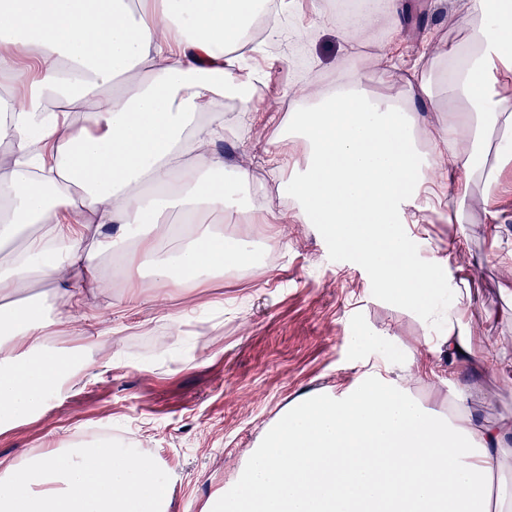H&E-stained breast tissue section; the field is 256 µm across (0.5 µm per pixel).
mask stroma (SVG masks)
Here are the masks:
<instances>
[{
    "label": "stroma",
    "mask_w": 512,
    "mask_h": 512,
    "mask_svg": "<svg viewBox=\"0 0 512 512\" xmlns=\"http://www.w3.org/2000/svg\"><path fill=\"white\" fill-rule=\"evenodd\" d=\"M464 0H403L404 44L432 42L444 55L465 37ZM295 23L312 27L305 45L314 68L295 69L284 45H267L258 63L266 77L255 109L270 120L232 117L234 133L219 143L224 173L248 170L264 189V206L278 222L266 227L261 246L272 262H252L182 289L150 272L114 277V259L103 258L109 288L86 300L85 327H50L60 348L91 345L107 351L96 368L41 414L0 432V460L38 453L47 441L79 444L85 432L112 429L124 447L151 458L171 477L172 512H202L205 503L236 478L267 426L301 395L352 383L364 362L408 363L410 390L424 404L448 413V364L437 350L438 333L411 308L383 295L372 274L338 249L316 224H299L287 205V181H272L257 156L279 137L288 118L290 91L299 80L329 82L338 70H363L378 32L341 36L322 26L301 0ZM492 193L471 184L462 223L426 213L414 243L421 257L444 258L448 242L469 239L464 262L479 290L467 327L476 344L497 354L499 368L481 378L468 404L487 421L512 417V162L498 166ZM495 211L503 226L491 243L483 219ZM182 314L186 331L170 323ZM376 341L359 348L360 332Z\"/></svg>",
    "instance_id": "stroma-1"
}]
</instances>
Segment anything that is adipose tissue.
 <instances>
[{
  "label": "adipose tissue",
  "mask_w": 512,
  "mask_h": 512,
  "mask_svg": "<svg viewBox=\"0 0 512 512\" xmlns=\"http://www.w3.org/2000/svg\"><path fill=\"white\" fill-rule=\"evenodd\" d=\"M261 1L276 16L266 39L306 42V28L279 22L297 0H0V142L13 150L0 178V248H15L0 264L1 432L80 376L70 354L49 349L48 329L75 322L87 293L103 288L100 257L173 288L249 263L211 221L275 219L241 204L247 174L225 180L216 148L230 129L225 100L250 108L263 80L240 53ZM310 6L348 31L382 28L373 70L328 91L297 84L288 137L304 143L305 161L275 141L264 164L290 171L299 223L324 225L389 300L437 325L449 366L493 371L496 355L467 329L463 267L420 258L405 222L417 206L441 211L435 181L465 197L486 130L499 133L498 161L512 160V0H467L466 37L430 59L413 97L365 88L398 78L400 0H353L340 16L330 0ZM442 89L454 116L425 129L422 109L439 111ZM174 238L183 244L173 252ZM35 278L53 288L51 310L14 302ZM467 396L455 388V410L439 414L412 396L407 376L378 371L301 396L203 512H512V421H481ZM170 503L165 470L108 442L0 461V512H170Z\"/></svg>",
  "instance_id": "adipose-tissue-1"
}]
</instances>
